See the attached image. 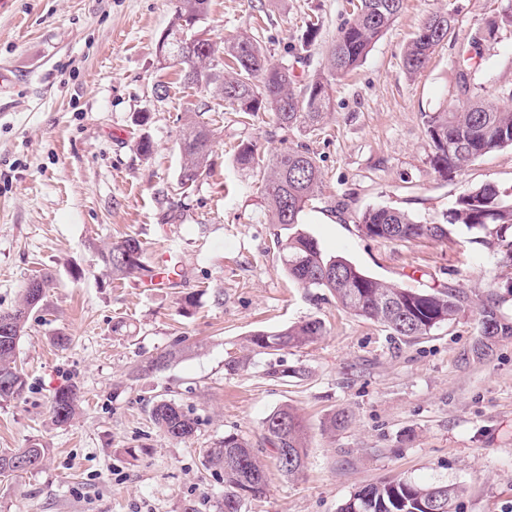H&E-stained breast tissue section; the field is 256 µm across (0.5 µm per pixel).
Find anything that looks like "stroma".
Here are the masks:
<instances>
[{
    "instance_id": "35a3bbf8",
    "label": "stroma",
    "mask_w": 512,
    "mask_h": 512,
    "mask_svg": "<svg viewBox=\"0 0 512 512\" xmlns=\"http://www.w3.org/2000/svg\"><path fill=\"white\" fill-rule=\"evenodd\" d=\"M177 0H0V63L17 72L22 107L0 112V311L28 280L48 277L42 307L19 343L23 398L0 404V451L37 443L44 465L0 482V512H217L219 470L201 455L224 434L247 438L265 466L264 495L241 512H338L360 488L387 479L457 489L456 512H512V336L487 355L474 346L479 309L494 298L512 323V269L504 268L496 226L447 224L460 193L491 183L512 195V147L441 177L430 165L424 115L461 104L458 50L481 41L471 94L496 100L512 86V0H404L400 15L348 76L332 82L331 114L319 130L283 129L270 114L246 119L185 86L161 64L158 41ZM451 13L448 37L423 69L402 56L423 20ZM351 19L347 0H210L200 27L216 47L258 31L272 63L298 83L326 75V58ZM320 33L295 48L306 22ZM167 94L158 97L157 85ZM213 129L210 172L177 187L179 134L190 110ZM154 146L138 149L140 138ZM271 155L308 149L323 189L306 206L303 230L328 256L413 290L463 293L462 311L429 335L407 339L347 312L328 294L300 286L279 259L289 231L272 223L259 174L235 162L238 144ZM387 206L423 224H446L441 238L385 242L363 235L358 217ZM138 237L144 263L172 251L182 275L174 288L112 279L98 248ZM316 317L315 342L271 354L248 344L258 330ZM124 322L127 331L112 326ZM72 338L66 348L57 332ZM184 355L135 380L132 367L173 344ZM238 358V371L225 364ZM300 370L289 380L269 369ZM77 383L80 410L52 424L55 389ZM192 408L201 421L189 440L159 430V398ZM290 407L305 424V466L294 477L275 466L264 419ZM346 423L328 428L329 419Z\"/></svg>"
}]
</instances>
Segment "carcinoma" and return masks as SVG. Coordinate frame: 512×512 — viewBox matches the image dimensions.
Wrapping results in <instances>:
<instances>
[{"label": "carcinoma", "instance_id": "cac0c4a2", "mask_svg": "<svg viewBox=\"0 0 512 512\" xmlns=\"http://www.w3.org/2000/svg\"><path fill=\"white\" fill-rule=\"evenodd\" d=\"M404 0H357L354 17L341 28L329 55L330 76L344 75L355 69L371 45L391 26L403 9ZM209 0H178L175 17L166 32V48L171 61L179 62L193 75L184 81L203 86L234 112L252 115L269 112L280 127L302 126L317 130L330 108L329 80L316 77L301 90L286 66L267 60L260 42L244 32L224 43V55L207 43L194 51L193 59L183 60L184 45L191 39L188 25L206 16ZM451 14H435L418 29L403 54V66L412 74L420 70L452 28ZM431 141L430 164L437 173L456 172L477 158L512 145V111L492 101L478 100L459 111L453 107L424 115ZM213 130L200 118L180 131L179 147L184 163L179 173L180 188L187 190L207 176L209 148ZM238 166L262 173L265 198L273 223L295 229L280 241V257L287 274L304 288H313L334 296L343 308L372 319L406 338L428 334L453 319L463 308L461 292L444 288L415 291L380 281L362 272L340 256L326 257L315 239L299 229L306 204L322 190V175L315 159L303 147L287 148L267 158L251 142L238 146ZM449 223L470 230H483L490 224L512 228V201L505 199L497 186L484 184L460 194L450 210ZM358 228L365 236L386 241H402L421 236L441 237L442 224H421L408 213L391 207H373L358 217ZM144 245L138 238L124 240L98 250L102 266L117 279L134 277L143 271ZM28 291L19 302L0 315L11 317L8 330L0 333V402L21 397L27 380L18 364V345L24 335L30 312L26 311ZM481 325H490L478 340L477 350L485 352L496 336H511L512 325L500 319L492 300L481 306ZM324 335V324L308 318L278 330H259L249 343L260 353L280 351L311 343ZM78 386L73 382L55 390L52 421L62 427L71 423L78 410ZM153 423L175 440H186L199 430V418L172 399L161 398L150 411ZM265 438L273 448H290L294 458L284 462L275 458L278 468L288 476L304 467V429L299 416L290 408L279 409L263 422ZM223 453L203 449L205 461L224 474V498H238L245 486L251 496L265 492V470L251 443L237 433H229L217 442ZM48 449L34 444L28 448L0 453V477L13 479L29 469L16 461L34 458L40 468ZM456 490L449 486H423L406 479L380 481L357 490L339 512H426L437 503L453 512Z\"/></svg>", "mask_w": 512, "mask_h": 512}]
</instances>
